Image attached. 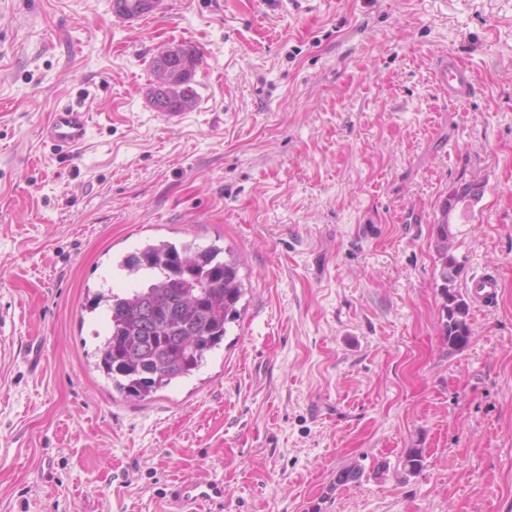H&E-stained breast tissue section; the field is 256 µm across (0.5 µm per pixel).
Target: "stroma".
Wrapping results in <instances>:
<instances>
[{
	"label": "stroma",
	"instance_id": "stroma-1",
	"mask_svg": "<svg viewBox=\"0 0 512 512\" xmlns=\"http://www.w3.org/2000/svg\"><path fill=\"white\" fill-rule=\"evenodd\" d=\"M112 2L0 0V512H166L198 475L223 512H512V0ZM183 43L196 103L170 121L150 63ZM450 54L462 102L434 80ZM64 104L90 121L71 158L40 137ZM465 180L458 284L501 288L452 354L432 226ZM148 239L232 249L247 292L139 399L98 369L88 302ZM435 76L440 90L450 101L468 99L473 93L474 84L467 66L452 54L437 63Z\"/></svg>",
	"mask_w": 512,
	"mask_h": 512
}]
</instances>
